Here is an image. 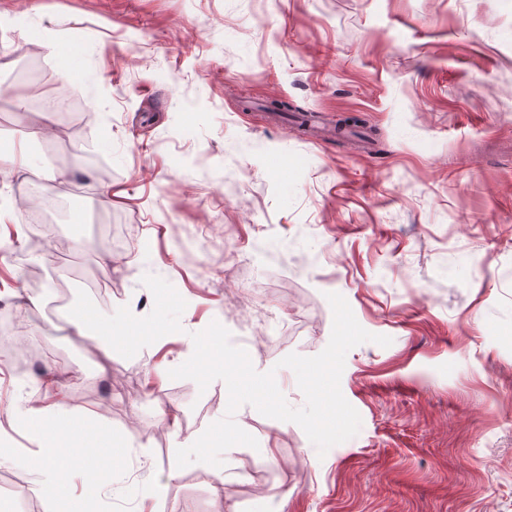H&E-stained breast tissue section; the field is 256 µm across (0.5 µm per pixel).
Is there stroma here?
Here are the masks:
<instances>
[{
  "label": "stroma",
  "mask_w": 512,
  "mask_h": 512,
  "mask_svg": "<svg viewBox=\"0 0 512 512\" xmlns=\"http://www.w3.org/2000/svg\"><path fill=\"white\" fill-rule=\"evenodd\" d=\"M0 147L28 167L0 181V223L20 225L17 194L48 180L68 201L45 243L20 238L1 261L15 286L42 271L41 304L14 306L40 356L17 373L0 360V427L28 393L39 407L66 374L78 416L114 443L67 451L68 493L85 512H512V0H0ZM69 38L63 65L48 35ZM47 64L58 95L93 113L95 158L80 131L55 157L26 140L42 117L19 108L21 62ZM288 100L320 117L314 133L277 119ZM365 128L335 135L339 119ZM112 170L98 172L99 162ZM68 171L67 181L53 172ZM109 292L101 314L156 323L151 343L111 355L50 320ZM348 301L368 332L391 337L346 355L340 387L356 436L319 455L303 429L242 405L258 441L223 464L177 468V448L221 419L223 381L199 390L170 369L192 333L220 322L257 371H274L303 407L288 354L327 345L325 298ZM280 333L254 339L257 310ZM175 412L177 425L162 419ZM24 463L0 456V512L34 495L45 427L26 421Z\"/></svg>",
  "instance_id": "stroma-1"
}]
</instances>
